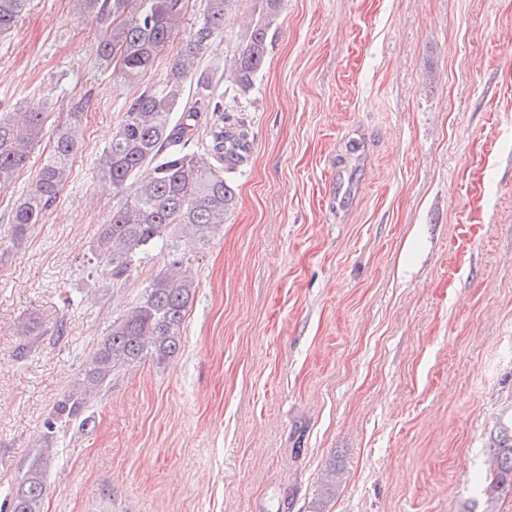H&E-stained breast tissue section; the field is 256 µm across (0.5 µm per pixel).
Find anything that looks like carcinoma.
Segmentation results:
<instances>
[{
  "label": "carcinoma",
  "instance_id": "carcinoma-1",
  "mask_svg": "<svg viewBox=\"0 0 512 512\" xmlns=\"http://www.w3.org/2000/svg\"><path fill=\"white\" fill-rule=\"evenodd\" d=\"M28 0H0V36L10 32ZM195 30L173 58L163 83L131 102L112 129L100 159L101 177L124 195L89 247L90 270L111 288L124 286L148 255L168 249L169 260L145 285L130 311L112 323L81 376L54 403L44 421L45 445L9 494L8 512H42L47 471L57 430L96 426L90 401L112 382V371L151 356L158 362L176 354L181 326L197 281L189 259L178 253L171 233L178 229L199 242L216 233L237 205L229 174L244 157L248 129L224 113V94L213 76L198 73L199 60L222 41L224 17L238 0H206ZM282 0H261L258 19L244 35L245 47L227 78L242 94L253 87L275 34ZM189 0H75L80 12L112 17L97 47L99 64L112 67L121 84L143 77L185 21ZM197 79V99L187 106L188 81ZM55 88L19 116L0 113V190L13 185L32 151L45 136ZM211 113L200 136L199 112ZM84 143L81 113L69 112L55 127L53 146L31 193L19 198L0 232V250L19 246L31 227L41 224L57 203ZM491 494L512 492V426L503 427L490 448Z\"/></svg>",
  "mask_w": 512,
  "mask_h": 512
}]
</instances>
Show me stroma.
<instances>
[{"instance_id": "1", "label": "stroma", "mask_w": 512, "mask_h": 512, "mask_svg": "<svg viewBox=\"0 0 512 512\" xmlns=\"http://www.w3.org/2000/svg\"><path fill=\"white\" fill-rule=\"evenodd\" d=\"M205 6L121 87L94 61L107 20L70 0H31L0 38V112L54 86L85 131L55 207L0 256V499L168 261L122 288L81 266L119 201L97 168L112 129ZM253 19L239 0L199 69ZM220 88L251 150L222 231L178 241L198 281L181 348L116 368L95 430L55 434L43 512H512L485 483L512 421V0H282L253 88Z\"/></svg>"}]
</instances>
